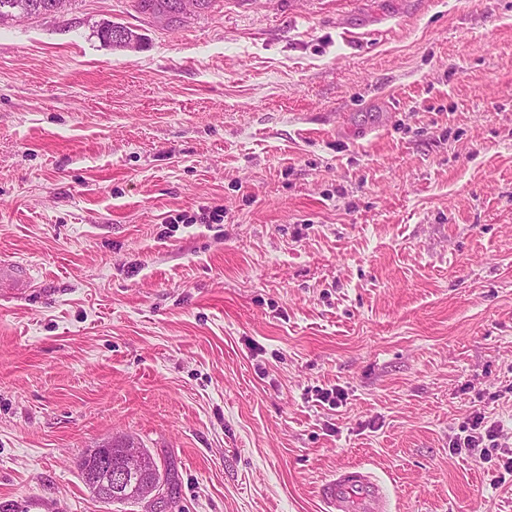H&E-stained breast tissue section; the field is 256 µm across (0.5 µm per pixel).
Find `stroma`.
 Here are the masks:
<instances>
[{
	"mask_svg": "<svg viewBox=\"0 0 512 512\" xmlns=\"http://www.w3.org/2000/svg\"><path fill=\"white\" fill-rule=\"evenodd\" d=\"M10 265L0 512H327L354 466L391 512H512L500 455L450 447L476 412L512 447V0L0 25ZM129 438L165 508L82 482Z\"/></svg>",
	"mask_w": 512,
	"mask_h": 512,
	"instance_id": "1",
	"label": "stroma"
}]
</instances>
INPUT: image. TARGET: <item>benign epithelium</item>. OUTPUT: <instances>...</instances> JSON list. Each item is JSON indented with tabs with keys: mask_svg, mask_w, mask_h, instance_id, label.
Wrapping results in <instances>:
<instances>
[{
	"mask_svg": "<svg viewBox=\"0 0 512 512\" xmlns=\"http://www.w3.org/2000/svg\"><path fill=\"white\" fill-rule=\"evenodd\" d=\"M93 454L101 460V477H92L90 486L104 502L145 501L161 502L168 498L163 477L146 471L147 458L136 444L120 449L121 464L112 468V446L96 448Z\"/></svg>",
	"mask_w": 512,
	"mask_h": 512,
	"instance_id": "7a95c632",
	"label": "benign epithelium"
}]
</instances>
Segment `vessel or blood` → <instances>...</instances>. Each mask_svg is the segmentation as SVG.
Here are the masks:
<instances>
[{"label": "vessel or blood", "instance_id": "b4317fda", "mask_svg": "<svg viewBox=\"0 0 512 512\" xmlns=\"http://www.w3.org/2000/svg\"><path fill=\"white\" fill-rule=\"evenodd\" d=\"M328 512H387L380 480L371 472L353 468L340 473L323 489Z\"/></svg>", "mask_w": 512, "mask_h": 512}]
</instances>
